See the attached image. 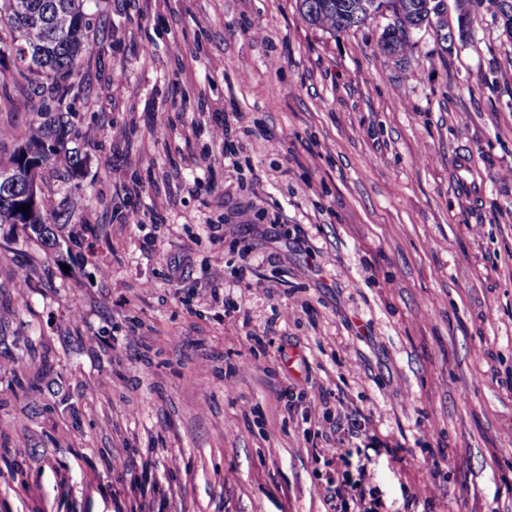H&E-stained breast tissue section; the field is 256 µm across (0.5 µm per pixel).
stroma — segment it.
Masks as SVG:
<instances>
[{
    "instance_id": "stroma-1",
    "label": "stroma",
    "mask_w": 512,
    "mask_h": 512,
    "mask_svg": "<svg viewBox=\"0 0 512 512\" xmlns=\"http://www.w3.org/2000/svg\"><path fill=\"white\" fill-rule=\"evenodd\" d=\"M466 4L468 42L398 60L384 18L334 36L296 0L90 6L81 171L41 177L68 258L0 228V512H329L340 413L370 419L347 461L383 512H512V37ZM13 71L21 131L60 103Z\"/></svg>"
}]
</instances>
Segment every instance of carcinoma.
Returning <instances> with one entry per match:
<instances>
[{
	"label": "carcinoma",
	"mask_w": 512,
	"mask_h": 512,
	"mask_svg": "<svg viewBox=\"0 0 512 512\" xmlns=\"http://www.w3.org/2000/svg\"><path fill=\"white\" fill-rule=\"evenodd\" d=\"M361 0H298L304 21L315 28L334 35L357 29L374 20L376 15L360 11ZM379 15L391 19L384 26L382 36L405 53L412 47L414 34L428 27L423 16L425 0H377ZM9 25V43L0 38V56L9 53L15 61L18 76L29 84H41L48 77L51 86L61 87L58 79L69 76L80 59L91 55L97 45L90 36L88 0H4ZM39 48L46 57L48 69H32L22 58L21 46ZM71 113L61 109L40 112L21 135L22 146L28 153L42 160V168L58 163L74 170L81 164L78 151L69 147ZM48 196L40 194L35 212L28 217L29 224L37 225L33 233L23 224L20 231L34 237L43 248L55 251L68 226L62 211L47 204ZM14 201L0 196V225L16 226Z\"/></svg>",
	"instance_id": "cac0c4a2"
}]
</instances>
